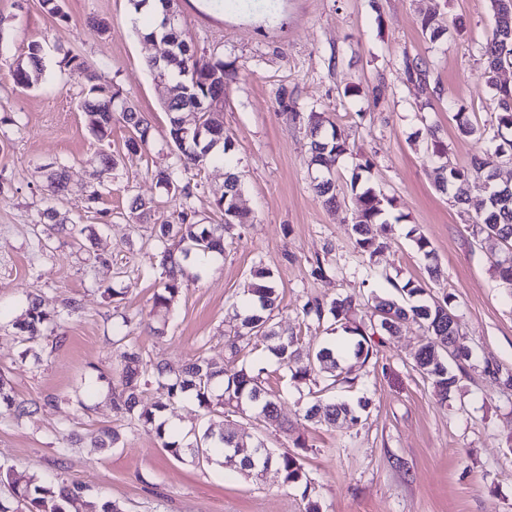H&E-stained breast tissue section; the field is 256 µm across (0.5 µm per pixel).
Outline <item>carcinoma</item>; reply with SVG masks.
Instances as JSON below:
<instances>
[{
	"instance_id": "obj_1",
	"label": "carcinoma",
	"mask_w": 512,
	"mask_h": 512,
	"mask_svg": "<svg viewBox=\"0 0 512 512\" xmlns=\"http://www.w3.org/2000/svg\"><path fill=\"white\" fill-rule=\"evenodd\" d=\"M494 16L492 35L481 48V60L488 74V83L495 92V124L489 128L475 127L464 112L454 115L459 133L464 137L475 136L504 150L512 156V86L500 84L495 75L503 68L512 67V22L499 19L500 0H490ZM423 34L436 42L445 34L446 28L438 23L435 15L427 14L421 19ZM173 44L168 61L157 68L148 63L154 74L157 86L167 84L169 80L182 79L191 86L187 97H176L162 101L168 114L170 142L177 150L176 162L156 163L151 168V175L156 184L166 191L171 198L181 200L180 209L174 211L171 218L159 224H153L156 267L165 277L163 289L155 294L153 311L162 321L166 320L175 297L184 285L181 259L191 254L206 255L224 252L225 233L234 226L244 223L247 215L236 205L241 195V178L236 173L228 174L224 193L214 201V207L224 215L222 224H205L197 218V212L188 205L187 200L194 196L198 184L194 183L193 171L201 170L212 163H231L232 144L224 139V127L206 118L201 113V131L188 137L186 144H176L180 132L181 114L197 106V101L224 104V80L227 76L224 61L207 59L197 55L191 42L183 37L180 28L171 26L166 34ZM67 63L74 65L77 75L85 83L86 94L82 109L91 132L100 140L107 138L112 130V117L119 114L131 129L132 135L125 143L126 150L137 153L147 149L150 139V126L133 106L124 100L120 92H108L99 83L97 69L85 61L72 57ZM405 73L410 82L417 84L425 95L424 106L430 105L431 94L436 88L431 86V63L422 58H405ZM13 82L21 88H32L45 80L42 63V47L38 43L29 46L27 61H17L10 68ZM311 163L320 170L333 168L345 155L353 154L348 139L331 127V132L312 141ZM372 164L366 159L357 163L352 171L350 186L357 192L359 208L355 215L353 229L357 235L356 245L361 253L369 258L378 255L385 243L368 236L367 226L376 222L385 211L386 206L393 205V199L369 185ZM441 179L437 180L439 191L451 196L460 212L466 215V223L471 226L472 235L479 242H491L499 248V255L494 262L495 272L500 284L508 291L512 290V193L496 199L487 197V206L480 212L469 215L466 205L472 196L490 177L486 162L476 158L468 167L440 164ZM69 191L65 165L59 164L47 177V196L52 199ZM102 186H90L81 193L85 211L97 210L102 198ZM158 208L152 199L135 197L130 207V217L141 222L151 216ZM44 236L37 237V245L45 246L43 240L51 239L53 232L65 229L76 235L88 234L93 238L95 232H86L75 222L67 223V217L57 209L48 206L43 209ZM393 287L400 297H374V316L376 322L367 324L355 317L352 299L345 297L324 303L318 299L309 300L303 305L305 316L317 320L330 318L335 328L353 336H365L367 327H379L393 336L402 324L408 320L420 323L427 331L426 343L415 355L416 367L429 378L435 391L445 400L457 390L458 373L465 371L472 355L467 353L469 345L459 332V326L448 328V315L454 313L453 298L446 296L441 305L436 306L425 298L426 289L411 280ZM249 297L242 306L253 304L250 313L243 315L235 310L234 318L239 326L234 336L227 340V347L232 356L240 359L239 369L229 378H224V367L199 356L178 371H169L161 366H153L142 353L132 347H124L119 358L122 366L120 372V391L114 406L120 413L134 417L146 429L153 430L161 441L163 449L173 458L179 460L190 453L191 445H182L177 437L179 432L167 430L164 424L155 423V412L165 408L169 403H192L203 411L206 421L202 425V434L194 435V442L202 444L207 450L205 462L233 466L245 477L250 471L244 469L242 461L224 453L230 441H239L245 436L243 432H214L210 416L215 413H244L253 398L257 404L277 413V396L265 387L264 369H254L247 358L240 357L248 346V337L262 334L269 337L262 352L272 354L278 366L291 372L295 382L311 381L325 392L347 381L344 367L334 355L333 349L322 347L305 353L301 352L299 338L282 335L276 331L271 321V313L277 307L278 293L273 274L266 268L257 266L251 272ZM79 309V304L70 299L62 309L48 311L42 300L36 295L27 297L24 314L13 322L15 335L25 343H34L47 332H55L61 327L63 315H72ZM155 383L160 392L161 401L155 404V410L140 409L141 387ZM5 405L9 414L19 420L35 414L46 407L56 405V398L47 397L43 401L22 400L6 391V383L0 378V405ZM368 408V401L358 400L353 404L348 401H335L313 404L306 410V417L317 418L328 424L343 418L358 424L362 412ZM273 467L283 475L284 483L302 489V497L309 495L310 482L307 479L300 459L288 452L276 453L272 458ZM85 505L84 486L78 483L67 484L54 475L34 476L24 485L13 486L12 498L0 499V512H80Z\"/></svg>"
}]
</instances>
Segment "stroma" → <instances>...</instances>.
<instances>
[{
    "label": "stroma",
    "mask_w": 512,
    "mask_h": 512,
    "mask_svg": "<svg viewBox=\"0 0 512 512\" xmlns=\"http://www.w3.org/2000/svg\"><path fill=\"white\" fill-rule=\"evenodd\" d=\"M224 2L177 0V11L198 53L223 59L230 72L221 121L250 220L180 290L158 337L134 318L150 311L161 280L152 269V227L130 220L129 201L159 200L162 218L175 209L149 174L153 163L174 159L168 116L146 65L165 46L145 40L144 20L129 0H64V21L44 12L40 0H0V15L12 20L1 35L9 50L0 60V376L17 399H58L33 417L0 425V470L20 482L52 473L83 483L86 502L104 496L120 512H306L311 500L320 512H512V391L484 372L489 363L512 371V293L499 285L490 245L475 241L458 207L437 190L430 147L439 138L457 166L470 165L485 149L459 134L451 108L462 107L481 128L494 117L481 60L493 29L488 0H246V10L233 13ZM432 12L449 24L435 43L420 27ZM96 18L109 23L108 34L93 27ZM35 42L43 47L47 82L23 89L9 67L26 59ZM69 55L93 64L102 83L144 115L152 134L147 152L126 151L129 129L117 116L107 139L91 134L77 106L82 81L65 63ZM408 56L434 65L438 91L423 110V95L405 74ZM350 85L359 86L357 95H345ZM283 93L296 113L281 111ZM310 110L324 113L354 146L336 165L332 208L314 188L311 135L301 119ZM101 151L121 155L119 170L102 171L94 161ZM362 157L373 164L372 185L394 200L385 223L369 227L387 243L373 261L353 232L358 204L350 179ZM50 163L64 164L69 178L56 209L95 225L92 244L81 247L59 234L34 251ZM224 180L223 165L201 172L203 186L190 205L206 223L224 221L212 208ZM98 183L105 186L99 203L110 213L105 220L85 211L81 199L83 188ZM414 230L429 240L439 279H429ZM319 261L328 277L314 274ZM257 266L276 279L274 324L301 336L303 348L326 339L324 324L302 314L307 300L349 296L361 316L371 313L374 295L391 292L392 282L412 280L429 297H453L474 352L459 392L442 401L415 366L423 328L409 321L397 335L369 336L372 356L354 365L353 383L336 387L345 399H369L355 425L307 419L313 402L307 388L269 375L268 388L282 396L277 422L246 413L224 425L298 456L311 483L306 499L274 469L255 482L230 467L174 459L154 433L112 405L110 386L120 371L112 327L125 315L132 319L128 341L145 358L176 370L201 355L233 370L224 341ZM112 288L122 296H109ZM29 293L49 310L68 298L81 305L32 355L12 328ZM107 428L120 432L121 443L93 447ZM60 435L73 440L63 454Z\"/></svg>",
    "instance_id": "obj_1"
}]
</instances>
